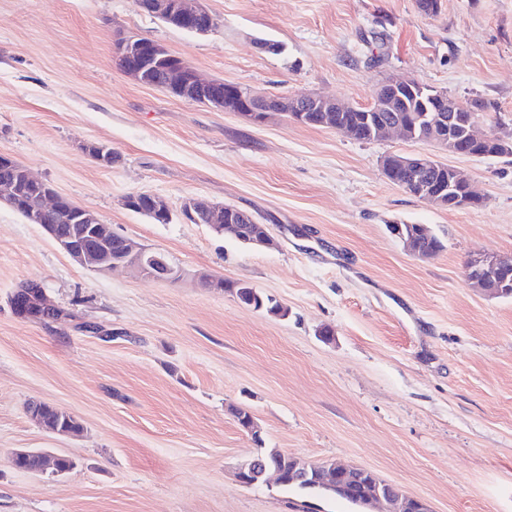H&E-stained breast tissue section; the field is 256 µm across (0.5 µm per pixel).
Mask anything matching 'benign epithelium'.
<instances>
[{
    "label": "benign epithelium",
    "instance_id": "obj_1",
    "mask_svg": "<svg viewBox=\"0 0 512 512\" xmlns=\"http://www.w3.org/2000/svg\"><path fill=\"white\" fill-rule=\"evenodd\" d=\"M143 8L159 17L172 20L178 27L207 33L213 28L214 17L206 0H141ZM117 58L123 72L135 77L139 82L149 85L154 72H161L163 87L172 89L184 98L199 101L215 109H227L250 120L261 123L272 112H298L305 116L309 112H350L352 108L343 107L335 101L315 94H306L301 99H281L255 94L251 89L239 85L229 88L233 105L224 107V88L219 81L202 79L184 58L170 54L159 43L138 37L121 38L116 43ZM412 90L424 92V86L414 79L396 78L387 81L375 96L373 103L377 112L396 111V98L400 91ZM461 109L459 101L448 98V118L427 109L416 115L413 125L398 122L377 129V137L383 138L393 131L411 136L409 128L422 126L420 138L431 140L443 149L456 154L463 153L458 148L465 141L475 149L474 156L485 157V149L492 146L499 152H512V136L490 131H477V109L471 108L468 122L456 120L455 112ZM390 167L404 170L412 175V187L417 197L438 208L467 209L479 204V197L472 190L468 180L455 169H448V181L433 177L438 164L426 156L391 157ZM0 202L17 208L21 201L20 187L30 192L26 203L28 220L38 224L71 259L83 268L98 272H110L118 267H134L144 274L160 281H175L181 276L160 252L148 256L149 249L134 242L123 239L124 254L118 259L112 258L107 242L112 237V229L101 222L97 213L90 208L80 206L69 198L55 191L51 184L37 179L28 168L13 158L0 154ZM146 198V207L142 212L159 219L172 217L168 204L149 193H142ZM225 206L215 204L204 206L192 200L184 203L183 216L195 224H217L224 217ZM67 211L69 223L78 225L71 236L60 235L55 225L48 222V217L61 211ZM512 274V259L497 257H477L473 259L467 270V278L471 284L492 296L501 295V289ZM10 304L18 317L23 319H39L42 314H54L61 318L64 312L50 304L43 287L31 290L21 285L13 293ZM262 471L266 475L279 471L269 467L262 454L242 463L238 469V478L247 474ZM386 503L390 512H431L428 505L417 498L403 495L395 484L377 495L373 504Z\"/></svg>",
    "mask_w": 512,
    "mask_h": 512
}]
</instances>
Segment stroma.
Here are the masks:
<instances>
[{
  "mask_svg": "<svg viewBox=\"0 0 512 512\" xmlns=\"http://www.w3.org/2000/svg\"><path fill=\"white\" fill-rule=\"evenodd\" d=\"M189 33L139 0H0V154L181 269L89 271L0 205V512H352L346 502L241 484L259 448L372 471L431 512H512V297L472 288L467 262L512 258V162L392 136L356 141L285 114L254 123L139 83L122 37L156 41L203 77L283 98L316 93L366 108L391 76L492 109L512 133V0H207ZM279 44L278 53L260 40ZM90 144L118 152L100 165ZM461 171L472 209H439L390 182L388 155ZM167 202L157 224L123 196ZM232 205L273 239L252 247L183 219L187 200ZM425 224L428 259L389 231ZM242 281L279 317L207 288ZM41 283L63 321L16 317L10 294ZM83 426L62 436L30 402ZM247 408L254 443L230 414ZM66 456L54 476L16 451Z\"/></svg>",
  "mask_w": 512,
  "mask_h": 512,
  "instance_id": "35a3bbf8",
  "label": "stroma"
}]
</instances>
